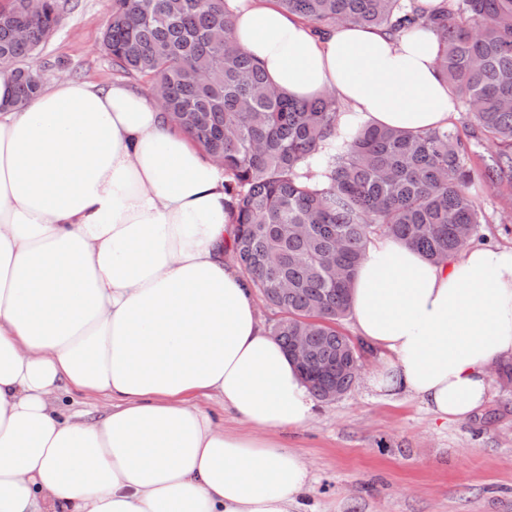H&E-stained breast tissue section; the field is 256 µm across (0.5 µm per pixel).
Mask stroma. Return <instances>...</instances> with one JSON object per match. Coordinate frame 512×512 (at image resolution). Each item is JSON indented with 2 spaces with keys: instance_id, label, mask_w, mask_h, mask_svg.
<instances>
[{
  "instance_id": "obj_1",
  "label": "stroma",
  "mask_w": 512,
  "mask_h": 512,
  "mask_svg": "<svg viewBox=\"0 0 512 512\" xmlns=\"http://www.w3.org/2000/svg\"><path fill=\"white\" fill-rule=\"evenodd\" d=\"M109 0H71L38 63L45 82H120L101 48ZM489 244L512 247V190L480 189ZM385 361L368 352L351 390L317 402L311 422L289 431V448L314 482L310 512H512V384L491 377V398L465 421L435 418L400 393L385 399L368 385Z\"/></svg>"
}]
</instances>
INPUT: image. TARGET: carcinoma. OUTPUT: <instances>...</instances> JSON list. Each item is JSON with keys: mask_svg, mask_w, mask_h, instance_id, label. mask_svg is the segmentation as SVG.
Wrapping results in <instances>:
<instances>
[{"mask_svg": "<svg viewBox=\"0 0 512 512\" xmlns=\"http://www.w3.org/2000/svg\"><path fill=\"white\" fill-rule=\"evenodd\" d=\"M69 0H0V66L24 107L43 87L36 63ZM324 30L339 23L392 35L431 29L437 64L493 148L478 172L454 127L406 133L365 125L344 135L333 95L298 100L274 86L231 36L226 0H111L102 47L116 71L147 83L171 121L230 177L232 258L282 317L283 349L308 337L315 398L348 392L365 345L338 330L367 244L391 237L443 261L487 222L475 181L512 188V0H275Z\"/></svg>", "mask_w": 512, "mask_h": 512, "instance_id": "carcinoma-1", "label": "carcinoma"}]
</instances>
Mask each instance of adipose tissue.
<instances>
[{
  "label": "adipose tissue",
  "instance_id": "ef3b65f1",
  "mask_svg": "<svg viewBox=\"0 0 512 512\" xmlns=\"http://www.w3.org/2000/svg\"><path fill=\"white\" fill-rule=\"evenodd\" d=\"M228 4L268 79L335 94L341 130L419 132L457 113L432 30L320 34L272 0ZM14 100L1 68L0 512H295L312 475L283 435L315 398L226 258L223 167L123 84L57 80ZM349 313L386 356L372 390L468 419L491 365L512 360V248L433 262L374 238ZM64 392L102 416L63 412Z\"/></svg>",
  "mask_w": 512,
  "mask_h": 512
}]
</instances>
